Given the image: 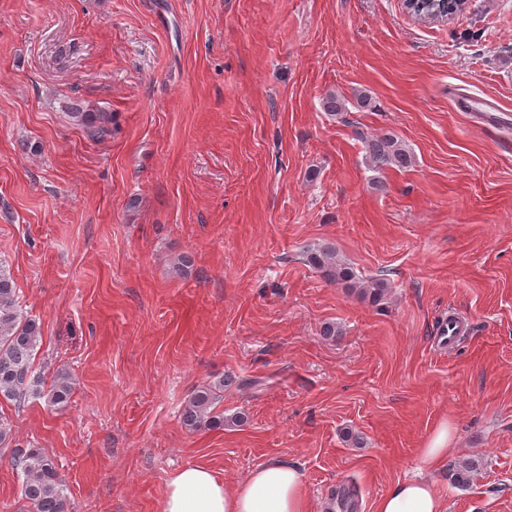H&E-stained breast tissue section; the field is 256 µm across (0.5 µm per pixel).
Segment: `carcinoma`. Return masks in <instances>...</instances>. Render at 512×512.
Segmentation results:
<instances>
[{
  "label": "carcinoma",
  "instance_id": "cac0c4a2",
  "mask_svg": "<svg viewBox=\"0 0 512 512\" xmlns=\"http://www.w3.org/2000/svg\"><path fill=\"white\" fill-rule=\"evenodd\" d=\"M460 10L456 0H432L410 8L412 16L422 22L442 21ZM348 100L334 92L321 99L326 114L337 117L349 111ZM71 118L84 127L91 138H100L109 132L112 115L106 112H87L80 107L70 112ZM365 163L372 171L387 167L407 168L413 156L403 141L393 133H383L364 140ZM306 261L321 271L328 281L343 284L364 300L380 302L388 292L384 278L360 279L354 269L338 258L335 248L319 245L306 250ZM42 339L41 325L24 314L19 305L15 282L0 262V398L13 402L20 409L31 398H46L49 405L64 408L73 392L69 374L56 373L49 390H44L40 377L32 375V356ZM233 383L251 387L250 379L237 380L231 376L195 387L181 411L183 424L193 432L222 430L226 423L241 425L243 414L231 419L217 409L224 398V387ZM11 449L9 463L23 476L22 496L33 512H69L68 497L52 458L39 448H21L15 443L12 425L0 415V449ZM480 468L477 460H463L448 466V482L455 487H467Z\"/></svg>",
  "mask_w": 512,
  "mask_h": 512
}]
</instances>
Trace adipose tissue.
Here are the masks:
<instances>
[{
  "mask_svg": "<svg viewBox=\"0 0 512 512\" xmlns=\"http://www.w3.org/2000/svg\"><path fill=\"white\" fill-rule=\"evenodd\" d=\"M161 512H309L296 466L273 459L248 473L237 488L209 466L189 464L167 480ZM375 512H444L431 481L396 482L375 503Z\"/></svg>",
  "mask_w": 512,
  "mask_h": 512,
  "instance_id": "adipose-tissue-1",
  "label": "adipose tissue"
}]
</instances>
